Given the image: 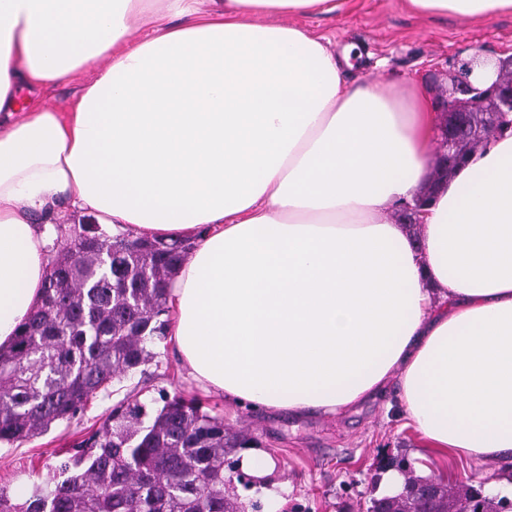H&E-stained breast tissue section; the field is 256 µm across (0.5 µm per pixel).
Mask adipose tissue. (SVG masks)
<instances>
[{
  "mask_svg": "<svg viewBox=\"0 0 512 512\" xmlns=\"http://www.w3.org/2000/svg\"><path fill=\"white\" fill-rule=\"evenodd\" d=\"M344 0H0V347L36 307L59 199L191 245L169 334L241 408L336 416L400 385L457 458L512 459V131L389 221L435 167L436 109L349 80L296 16ZM488 20L512 0H407ZM151 32L134 38L133 24ZM82 78L66 111L42 95Z\"/></svg>",
  "mask_w": 512,
  "mask_h": 512,
  "instance_id": "obj_1",
  "label": "adipose tissue"
}]
</instances>
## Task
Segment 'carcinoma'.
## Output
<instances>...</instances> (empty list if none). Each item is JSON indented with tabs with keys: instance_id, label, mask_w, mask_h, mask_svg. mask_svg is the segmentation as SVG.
Here are the masks:
<instances>
[{
	"instance_id": "carcinoma-1",
	"label": "carcinoma",
	"mask_w": 512,
	"mask_h": 512,
	"mask_svg": "<svg viewBox=\"0 0 512 512\" xmlns=\"http://www.w3.org/2000/svg\"><path fill=\"white\" fill-rule=\"evenodd\" d=\"M506 122L479 139L463 137V158L488 144ZM81 232L48 263L42 296L0 351V442L13 443L47 432L74 418L114 381L154 358L148 349L164 333L169 285L189 254L183 242L110 236L98 224ZM153 420L125 399L88 439L90 453L56 466L53 489H36L13 503L0 492V512H245L246 505L224 481L228 456L256 448L250 431L231 430L224 418L202 409L193 397L162 398ZM403 490L372 500L369 512H432L474 503L481 512H512L504 496L478 499L474 487L442 486L425 508L413 494L424 478L409 464Z\"/></svg>"
}]
</instances>
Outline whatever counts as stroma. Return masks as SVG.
I'll return each instance as SVG.
<instances>
[{
	"label": "stroma",
	"mask_w": 512,
	"mask_h": 512,
	"mask_svg": "<svg viewBox=\"0 0 512 512\" xmlns=\"http://www.w3.org/2000/svg\"><path fill=\"white\" fill-rule=\"evenodd\" d=\"M294 23L328 39L332 49L356 46L359 55L347 79L381 77L403 91L412 83L446 90L461 63L512 55V15L469 22L416 14L405 0H346L339 13L298 17ZM150 349L154 357L145 374L114 383L109 394L93 399L72 421L28 441L1 442L0 490L12 496L22 483L51 484L56 454L77 451L126 394L136 395L151 414L162 396L180 392L197 398L205 411L222 416L226 427L247 429L259 438L262 450L275 461L272 490H288L281 512H366L371 499L380 495L377 462L384 457L406 459L418 475L450 476L460 485L483 482L491 468L501 480L499 493H512V461L490 467L472 460L420 459L419 437L405 425L395 396L334 417L291 419L233 411L223 395L204 391L187 377L169 340L155 341Z\"/></svg>",
	"instance_id": "stroma-1"
}]
</instances>
